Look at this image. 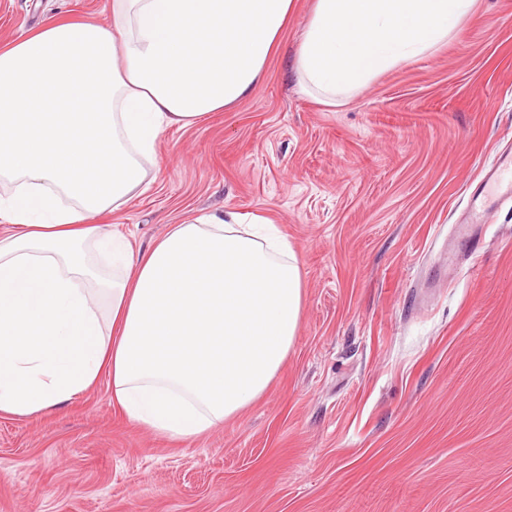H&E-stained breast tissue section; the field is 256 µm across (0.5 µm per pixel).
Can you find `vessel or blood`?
Returning <instances> with one entry per match:
<instances>
[{
  "mask_svg": "<svg viewBox=\"0 0 512 512\" xmlns=\"http://www.w3.org/2000/svg\"><path fill=\"white\" fill-rule=\"evenodd\" d=\"M512 199V148L498 151L490 164L484 168L480 190L471 196V205L465 218L458 226L459 239L469 241L471 247H478L474 236L476 224L493 210L496 204Z\"/></svg>",
  "mask_w": 512,
  "mask_h": 512,
  "instance_id": "b4317fda",
  "label": "vessel or blood"
}]
</instances>
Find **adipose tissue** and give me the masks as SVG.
Returning <instances> with one entry per match:
<instances>
[{"mask_svg":"<svg viewBox=\"0 0 512 512\" xmlns=\"http://www.w3.org/2000/svg\"><path fill=\"white\" fill-rule=\"evenodd\" d=\"M475 0H315L294 60L326 105L455 33ZM0 46V414L50 412L109 379L164 438L236 417L278 376L303 293L265 222L208 213L148 250L92 220L140 188L160 134L260 85L293 0H110Z\"/></svg>","mask_w":512,"mask_h":512,"instance_id":"ef3b65f1","label":"adipose tissue"}]
</instances>
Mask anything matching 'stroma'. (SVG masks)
<instances>
[{
  "label": "stroma",
  "mask_w": 512,
  "mask_h": 512,
  "mask_svg": "<svg viewBox=\"0 0 512 512\" xmlns=\"http://www.w3.org/2000/svg\"><path fill=\"white\" fill-rule=\"evenodd\" d=\"M295 11L258 89L164 131L125 208L100 218L148 249L209 212L287 236L303 304L266 393L197 440L156 436L100 382L0 416V512H512V200L480 255L446 244L482 168L512 145V0L335 106L301 92ZM109 0H0V44Z\"/></svg>",
  "instance_id": "stroma-1"
}]
</instances>
